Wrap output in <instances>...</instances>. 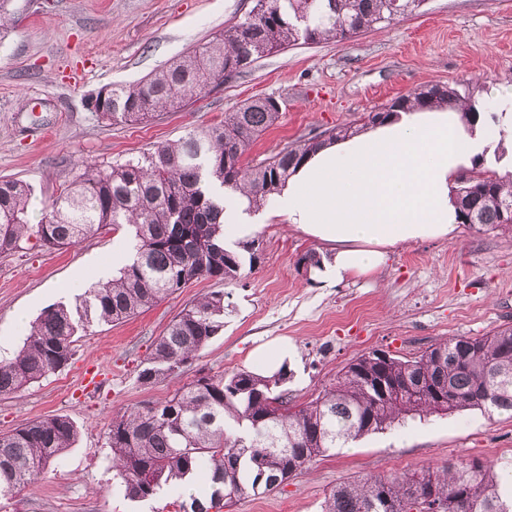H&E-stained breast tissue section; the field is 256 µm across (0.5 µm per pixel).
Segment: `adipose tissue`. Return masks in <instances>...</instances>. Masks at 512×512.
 Masks as SVG:
<instances>
[{
  "label": "adipose tissue",
  "instance_id": "adipose-tissue-1",
  "mask_svg": "<svg viewBox=\"0 0 512 512\" xmlns=\"http://www.w3.org/2000/svg\"><path fill=\"white\" fill-rule=\"evenodd\" d=\"M497 149L512 174V118L493 128L451 110L401 111L311 154L273 214L328 246L314 275L339 282L382 267L396 245L454 238L456 183Z\"/></svg>",
  "mask_w": 512,
  "mask_h": 512
}]
</instances>
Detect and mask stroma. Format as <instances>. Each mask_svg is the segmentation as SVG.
Returning a JSON list of instances; mask_svg holds the SVG:
<instances>
[{
    "instance_id": "1",
    "label": "stroma",
    "mask_w": 512,
    "mask_h": 512,
    "mask_svg": "<svg viewBox=\"0 0 512 512\" xmlns=\"http://www.w3.org/2000/svg\"><path fill=\"white\" fill-rule=\"evenodd\" d=\"M0 37V179L28 183V223L45 222L77 162L108 166L223 120L244 101L278 100V123L252 145L259 161L322 130L356 126L366 112L439 83L490 110L512 90V0H425L419 12L343 43L297 44L210 88L180 112L137 123L107 121L88 105L103 88L132 83L249 9L248 0H13ZM260 259L225 286L224 331L181 379L141 384L153 341L186 306L215 290L198 280L120 324L93 323L63 369L0 396V433L33 419L70 417L79 428L32 488L0 500V512H178L193 479L143 501L112 483L106 433L113 416L164 399L200 374L250 369L269 341L290 342L287 387L294 403L315 399L351 360L374 349L414 357L452 336L481 337L512 326V231L460 225L453 239L392 247L377 271L327 285L299 260L325 244L273 217L256 225ZM127 230L103 228L80 244L27 243L0 255V360L23 347L49 307L111 280L128 257ZM481 459L512 474V415L471 408L368 434L312 461L279 489L245 497L225 512H321L338 486L447 462Z\"/></svg>"
}]
</instances>
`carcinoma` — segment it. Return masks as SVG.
I'll return each instance as SVG.
<instances>
[{"mask_svg": "<svg viewBox=\"0 0 512 512\" xmlns=\"http://www.w3.org/2000/svg\"><path fill=\"white\" fill-rule=\"evenodd\" d=\"M250 9L210 42L195 47L135 84H114L91 98L108 121L141 122L196 101L211 84L232 80L258 60L301 41L344 42L377 25L389 26L424 0H254ZM450 104L468 114L470 99L432 84L393 99L364 120L373 124L415 107ZM280 118L277 100L258 97L224 120L188 131L135 160L80 165L50 206L44 224L26 221L31 195L19 180H0V254L32 239L41 247L75 246L98 230L126 225L133 253L112 281L87 289L68 307L45 310L25 347L0 361V395L66 367L79 332L90 323H122L188 283L211 279L238 284L259 259L255 241L241 254L224 247V195L238 192L256 212L321 145L355 131L334 128L298 140L255 165L244 156ZM462 223L476 230L512 229V180L472 167L456 190ZM224 291L183 309L152 344L138 378L145 385L176 379L224 330ZM291 372L270 377L240 369L202 375L167 398L112 417V483L132 500L156 495L173 481L204 471L209 498L179 504V512H222L244 496L281 487L319 456L409 418L484 407L512 414V326L480 338L454 336L410 359L373 350L341 368L336 383L304 406L286 388ZM418 394L385 399L375 381ZM67 416L35 419L0 434V498H12L42 477L75 442ZM435 493L422 502L416 494ZM322 512H512V490L494 467L479 460L448 463L401 476L347 481Z\"/></svg>", "mask_w": 512, "mask_h": 512, "instance_id": "1", "label": "carcinoma"}]
</instances>
